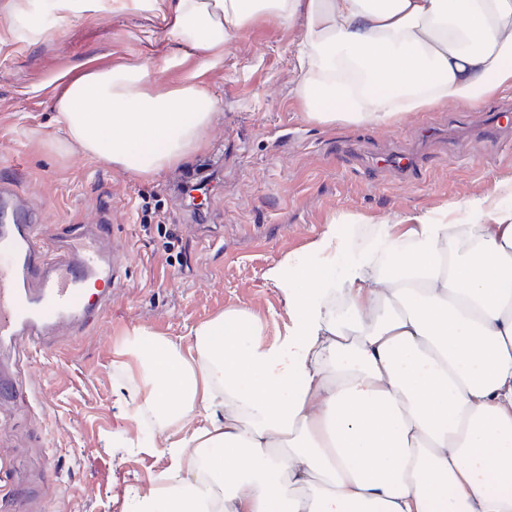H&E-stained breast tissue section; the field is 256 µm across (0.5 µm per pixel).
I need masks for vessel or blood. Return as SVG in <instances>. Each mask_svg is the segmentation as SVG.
Listing matches in <instances>:
<instances>
[{"label": "vessel or blood", "instance_id": "vessel-or-blood-1", "mask_svg": "<svg viewBox=\"0 0 512 512\" xmlns=\"http://www.w3.org/2000/svg\"><path fill=\"white\" fill-rule=\"evenodd\" d=\"M119 276L102 226L79 224L46 240L33 206L12 185H0L1 345H42L62 327L84 335L108 304L87 298L86 285Z\"/></svg>", "mask_w": 512, "mask_h": 512}]
</instances>
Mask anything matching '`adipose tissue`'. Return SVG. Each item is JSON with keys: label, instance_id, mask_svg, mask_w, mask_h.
I'll list each match as a JSON object with an SVG mask.
<instances>
[{"label": "adipose tissue", "instance_id": "adipose-tissue-1", "mask_svg": "<svg viewBox=\"0 0 512 512\" xmlns=\"http://www.w3.org/2000/svg\"><path fill=\"white\" fill-rule=\"evenodd\" d=\"M180 66L66 75L65 143L151 177L207 144L199 73L262 19L303 20L295 97L308 121L402 123L512 92V0H173ZM395 224L327 225L270 266L288 321L231 308L189 338L137 327L133 420L151 414L170 467L140 512H512V179Z\"/></svg>", "mask_w": 512, "mask_h": 512}]
</instances>
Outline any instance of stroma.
<instances>
[{
  "mask_svg": "<svg viewBox=\"0 0 512 512\" xmlns=\"http://www.w3.org/2000/svg\"><path fill=\"white\" fill-rule=\"evenodd\" d=\"M30 4L0 0V182L34 203L46 234L64 224L104 225L123 244L122 278L86 335L22 359L0 349V376L40 395L28 409L0 398V512H137L138 497L170 460L164 439L150 451L132 445L151 437L149 426L129 418L138 382L116 355L126 334L146 327L178 337L235 307L282 327L285 305L264 273L332 220L380 224L438 213L512 178V136L491 142L478 134L512 93L477 107L451 103L397 127L316 124L294 96L300 23L263 21L231 38L223 65L202 76L218 110L208 148L141 179L62 145L50 80L79 65L108 70L150 60L157 90L177 86L196 61L164 67L177 50L166 7L56 14L26 37ZM425 124L432 136H421ZM389 152L419 158L412 181L374 166ZM215 165L216 185L194 200L220 229L217 246L206 250L191 200L172 185ZM171 254L177 260L169 265Z\"/></svg>",
  "mask_w": 512,
  "mask_h": 512,
  "instance_id": "obj_1",
  "label": "stroma"
}]
</instances>
